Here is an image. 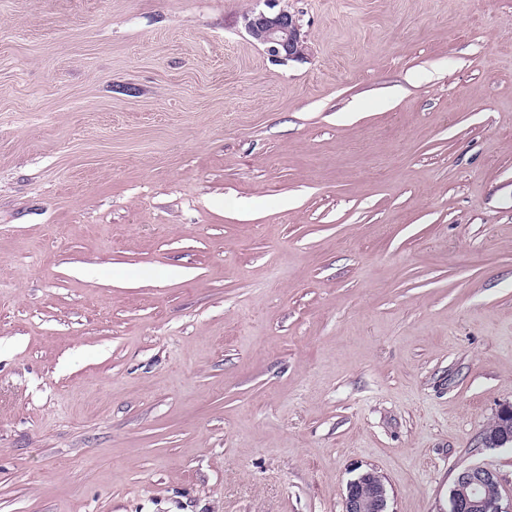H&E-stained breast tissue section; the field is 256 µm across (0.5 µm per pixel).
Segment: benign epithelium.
Returning <instances> with one entry per match:
<instances>
[{
    "instance_id": "1",
    "label": "benign epithelium",
    "mask_w": 512,
    "mask_h": 512,
    "mask_svg": "<svg viewBox=\"0 0 512 512\" xmlns=\"http://www.w3.org/2000/svg\"><path fill=\"white\" fill-rule=\"evenodd\" d=\"M265 8L245 14V29L267 54L278 62L304 56L306 39L294 14L278 7L279 0H263ZM501 484L499 473L489 466H471L460 471L450 490V512H512L502 498L479 494L483 488ZM389 491L383 476L374 469L359 472L347 484L344 512H389Z\"/></svg>"
}]
</instances>
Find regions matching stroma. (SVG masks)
<instances>
[{
	"label": "stroma",
	"mask_w": 512,
	"mask_h": 512,
	"mask_svg": "<svg viewBox=\"0 0 512 512\" xmlns=\"http://www.w3.org/2000/svg\"><path fill=\"white\" fill-rule=\"evenodd\" d=\"M0 0V512L512 500V0ZM280 0H263L267 9H253L245 14V29L267 54L278 62L304 56L306 39L294 14L279 8ZM257 39V40H256ZM501 477L499 473L489 466H471L460 471L450 490V512H511L510 507L502 506ZM490 486V487H489ZM487 490L483 488H487ZM487 493L494 498L482 496ZM389 491L383 476L374 469L359 472L347 484L344 512H389Z\"/></svg>",
	"instance_id": "1"
}]
</instances>
